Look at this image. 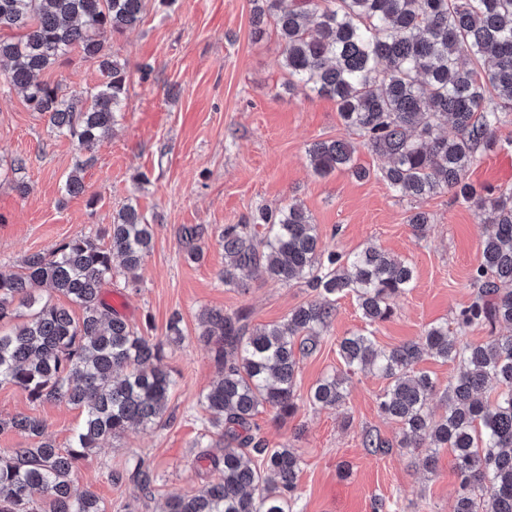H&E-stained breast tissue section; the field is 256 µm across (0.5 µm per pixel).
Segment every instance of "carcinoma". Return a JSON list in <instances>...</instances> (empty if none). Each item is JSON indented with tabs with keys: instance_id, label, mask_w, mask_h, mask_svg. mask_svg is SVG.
I'll return each mask as SVG.
<instances>
[{
	"instance_id": "carcinoma-1",
	"label": "carcinoma",
	"mask_w": 512,
	"mask_h": 512,
	"mask_svg": "<svg viewBox=\"0 0 512 512\" xmlns=\"http://www.w3.org/2000/svg\"><path fill=\"white\" fill-rule=\"evenodd\" d=\"M254 3L255 25L267 16L275 20L291 84L336 100L345 126L386 159L380 176L395 192L426 201L448 191L473 205L486 238L472 274L476 295L456 324L461 332L475 325L508 329L469 343L436 323L421 341L389 350L375 349L367 334L345 337L339 355L346 370L318 380L309 404L341 406L349 376L372 367L388 380L378 408L400 425L397 447L451 452L454 512H512V188L478 190L465 182L477 154L495 144L497 128L512 123V0ZM142 13L143 0H0V29L20 30L0 38V75L56 135L74 143L77 158L64 184L69 195L85 191L80 173L125 106L127 63L112 55L110 40L136 27ZM73 53L96 61L103 77L83 96L40 79ZM447 124L455 137L442 133ZM356 151L352 142L324 140L308 156L320 176L348 170L364 179L369 172L355 164ZM407 222L423 238L430 216L417 210ZM103 235H77L48 254L30 255L19 274L0 272V385L19 388L35 407L57 402L83 409L63 449L45 437V424L34 415L0 421V429L35 441L0 455V512H105L93 492L74 484L78 463L130 428L167 422L175 382L163 343L142 335L102 299V287L116 277L127 285L139 281L152 226L128 204ZM198 236L197 229H184L192 260L203 255ZM221 240L225 265L218 280L225 287L240 286L238 272L262 267L280 284L304 281L316 298L281 323L254 328L245 308L202 312L200 336L212 346L219 378L199 405L224 439V453L203 451L197 461L221 468L222 477L169 498L165 512H293L300 457L285 445L269 447L253 418L266 407L279 418L295 414L299 357L316 350L337 295L353 293L368 324L386 321L393 300L413 287L414 270L372 246L323 252L317 225L295 201L224 225ZM44 283L66 303L35 294ZM181 323L177 314L169 319L167 342L182 341ZM430 353L461 366L448 379V410L438 417L428 409L437 382L416 369ZM489 385L498 389L492 403L478 397ZM131 481L147 496L156 477L139 464Z\"/></svg>"
}]
</instances>
